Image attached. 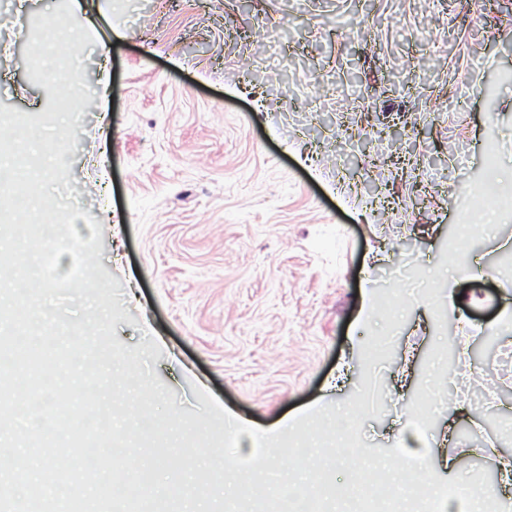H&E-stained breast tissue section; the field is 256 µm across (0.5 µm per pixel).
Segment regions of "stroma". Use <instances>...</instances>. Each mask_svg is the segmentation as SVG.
<instances>
[{"label": "stroma", "mask_w": 512, "mask_h": 512, "mask_svg": "<svg viewBox=\"0 0 512 512\" xmlns=\"http://www.w3.org/2000/svg\"><path fill=\"white\" fill-rule=\"evenodd\" d=\"M54 0H0V106L45 103L20 39ZM111 38L72 58L69 187L99 220L114 338L211 419L263 430L376 378L360 439L486 473L512 512V0H90ZM403 135L391 139L390 125ZM456 303H449V296ZM450 352L420 439L410 407ZM457 460L448 471L443 458ZM112 43L106 40L97 41V54L99 61L98 76L95 81L96 92L94 95L95 106L98 108L100 103H104L108 97L109 74L107 70V62L110 57Z\"/></svg>", "instance_id": "stroma-1"}]
</instances>
